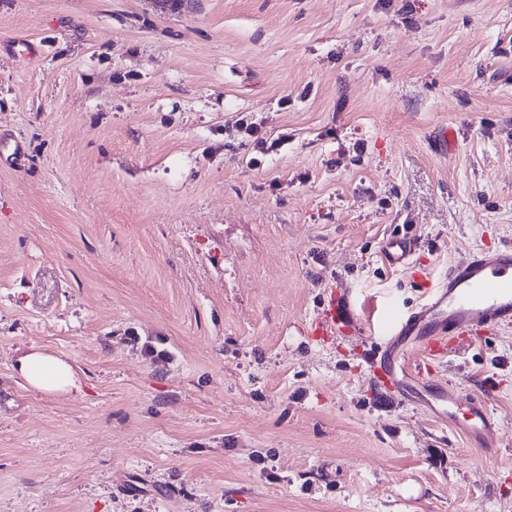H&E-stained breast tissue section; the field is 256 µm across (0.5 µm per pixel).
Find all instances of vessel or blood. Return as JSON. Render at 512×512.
Returning a JSON list of instances; mask_svg holds the SVG:
<instances>
[{
	"instance_id": "obj_1",
	"label": "vessel or blood",
	"mask_w": 512,
	"mask_h": 512,
	"mask_svg": "<svg viewBox=\"0 0 512 512\" xmlns=\"http://www.w3.org/2000/svg\"><path fill=\"white\" fill-rule=\"evenodd\" d=\"M415 238L393 236L381 246L388 266L411 265ZM425 300L401 314L390 313L368 356L374 381L405 403L425 408L461 430L473 447L489 448L498 427L484 396H461L438 383L435 370L458 340L480 339L512 329V237L494 252L477 251L451 264L439 279L424 277ZM350 327L344 311L329 303L311 328L316 336H339Z\"/></svg>"
}]
</instances>
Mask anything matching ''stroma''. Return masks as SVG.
<instances>
[{"instance_id":"35a3bbf8","label":"stroma","mask_w":512,"mask_h":512,"mask_svg":"<svg viewBox=\"0 0 512 512\" xmlns=\"http://www.w3.org/2000/svg\"><path fill=\"white\" fill-rule=\"evenodd\" d=\"M504 235L512 0H0V512H512V329L438 377L492 448L366 359ZM333 293L350 339L310 334ZM417 249L418 242L415 238L393 236L383 242L381 254L389 267H403L413 264ZM18 366L28 383L39 391L82 392L72 365L60 357L35 350L20 357Z\"/></svg>"}]
</instances>
